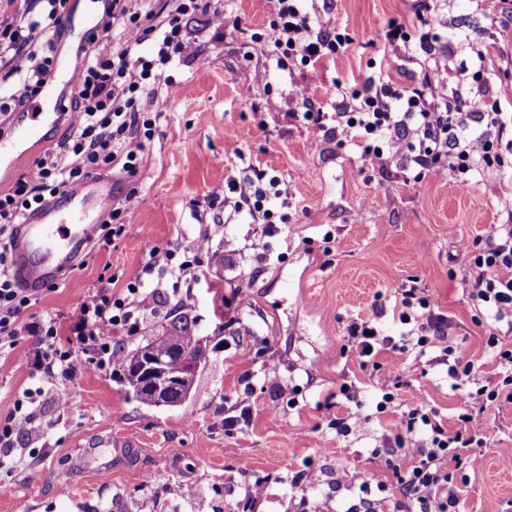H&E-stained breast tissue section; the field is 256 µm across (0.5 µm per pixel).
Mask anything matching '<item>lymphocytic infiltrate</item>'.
<instances>
[{
	"label": "lymphocytic infiltrate",
	"instance_id": "1",
	"mask_svg": "<svg viewBox=\"0 0 512 512\" xmlns=\"http://www.w3.org/2000/svg\"><path fill=\"white\" fill-rule=\"evenodd\" d=\"M47 14L41 20H20L0 14V80L17 79L23 92L14 101L0 99V112L38 98L55 76L54 51L66 30L69 0H46ZM145 0H108L104 13L85 36L77 78L66 91L70 103L69 134L59 144L46 148L12 186L0 190V353L13 351L21 332H28L32 345L25 357L33 375L48 376L67 385L78 381L85 361L114 373L120 369L121 349L113 338L117 327L127 325L134 312L156 302L154 292L132 282L126 297L114 295L104 285L80 299L74 309L68 342H60L56 319L22 325L21 316L31 303L27 289L9 274L8 229L30 212L66 192L76 181L104 168H121L136 174L144 160V147L137 141L144 91L162 85L173 89L164 69L174 56L189 49L183 29L190 11L208 13L213 24L223 25L224 11L211 0H171L166 17L152 23L144 10ZM275 19L268 31L274 45L289 56L310 64L337 55L348 38L327 27L313 28L302 0H274ZM122 27L125 41L113 47L112 32ZM153 41L155 55H140L139 48ZM485 52H477L476 85L468 98L449 107L440 66L428 68L420 81L394 87L386 75L364 79L349 99L336 105L333 133L339 142L360 139L363 167L383 165L384 151L377 141L386 138L405 146L417 178L447 174L459 176L469 186L470 174L484 167L504 164L499 136L512 126V83L490 77ZM466 286L470 298L494 313L495 320L512 317V224L493 225L486 237L464 244ZM401 324L419 317L441 323L429 294L402 285L396 289ZM382 312L372 305L369 317L352 323L347 340L361 366H368L392 337L380 335L375 319ZM495 348L500 370L484 377L474 364L449 366L450 377L463 376L473 389L463 397L458 415L460 426L447 431L425 405L403 406L399 392L408 385L395 375L382 396L380 410L400 409L394 434L395 445L375 454L376 465L392 472L402 497L416 512H459L461 489L456 474L475 467L486 445L484 409L487 405L512 403V348L499 345L497 333L487 338ZM40 392L27 390L13 411L0 421V447H13L22 437H41L34 404Z\"/></svg>",
	"mask_w": 512,
	"mask_h": 512
}]
</instances>
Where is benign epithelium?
<instances>
[{"label":"benign epithelium","instance_id":"7a95c632","mask_svg":"<svg viewBox=\"0 0 512 512\" xmlns=\"http://www.w3.org/2000/svg\"><path fill=\"white\" fill-rule=\"evenodd\" d=\"M199 368L200 363L189 358L184 362L182 370L173 374L167 369L163 356L146 349L144 354L140 355L139 364L136 367V376L139 377L137 386L148 391L155 404L170 405L172 404L170 396L173 392L183 395L185 399L189 397L185 389Z\"/></svg>","mask_w":512,"mask_h":512}]
</instances>
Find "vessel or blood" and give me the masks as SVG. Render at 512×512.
Returning a JSON list of instances; mask_svg holds the SVG:
<instances>
[{"label":"vessel or blood","mask_w":512,"mask_h":512,"mask_svg":"<svg viewBox=\"0 0 512 512\" xmlns=\"http://www.w3.org/2000/svg\"><path fill=\"white\" fill-rule=\"evenodd\" d=\"M110 180L87 177L73 183L64 201L46 203L12 232L13 276L28 288L57 282L73 269L110 211Z\"/></svg>","instance_id":"obj_1"}]
</instances>
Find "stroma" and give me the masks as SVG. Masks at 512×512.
<instances>
[{
    "mask_svg": "<svg viewBox=\"0 0 512 512\" xmlns=\"http://www.w3.org/2000/svg\"><path fill=\"white\" fill-rule=\"evenodd\" d=\"M223 26L206 14L186 18L193 57L175 61L177 88H159L142 103L152 122L145 161L135 176L106 170L123 208L111 244L91 245L63 280L35 292L22 323L48 317L69 326L80 298L111 279L121 291L135 277L154 291V310L138 329L117 331L121 347L144 344L178 305L196 320L211 351L190 397L177 406L138 402L120 375L84 364L80 380H44L35 405L43 437L0 448V512H406L391 473L375 469V451L392 445L399 412H378L389 376L409 373L403 404L423 402L447 430L459 423L461 395L448 368L454 357L496 372L486 340L512 328L475 308L464 283L460 245L485 237L512 216V169H483L471 186L454 177L403 181V154L385 150V166L362 169L360 147L339 144L327 129L292 118L295 91L311 84L323 111L336 109V89H353L380 65L407 85L429 63L383 40L387 24L411 14L413 0H309L312 17L348 34L344 52L316 70L285 58L266 33L271 0H220ZM424 16L445 42L469 32L488 63L512 82V0H428ZM15 115L0 116V187L65 134L68 122L42 126L41 140L18 142ZM263 173L267 208L280 220L264 235L261 215L238 210L230 183ZM200 263L182 280L143 275L150 246ZM224 256L212 265L213 252ZM432 294L445 318L419 348L386 349L378 367H360L346 340L350 323L367 316L377 296L387 308L383 335L403 336L391 310L394 287ZM0 354V419L31 383L22 355ZM349 386V397L339 396ZM249 409L250 420L227 433L219 419ZM486 448L466 470L460 512H503L512 500V403L487 408ZM365 472L369 493L344 475ZM312 467L315 480L300 479ZM150 475L149 483L134 473ZM265 482L263 496L246 492ZM182 484L187 494L169 493Z\"/></svg>",
    "mask_w": 512,
    "mask_h": 512,
    "instance_id": "35a3bbf8",
    "label": "stroma"
}]
</instances>
